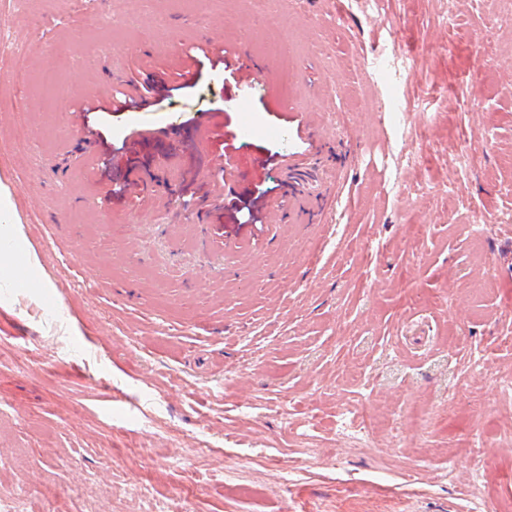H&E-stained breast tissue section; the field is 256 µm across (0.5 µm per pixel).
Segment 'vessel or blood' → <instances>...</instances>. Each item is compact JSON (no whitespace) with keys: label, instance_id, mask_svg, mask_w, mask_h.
<instances>
[{"label":"vessel or blood","instance_id":"1","mask_svg":"<svg viewBox=\"0 0 512 512\" xmlns=\"http://www.w3.org/2000/svg\"><path fill=\"white\" fill-rule=\"evenodd\" d=\"M146 104L140 92L132 91L124 97H91L85 101L84 112H138ZM84 112L70 113L73 124H80ZM220 125L215 123L210 112L197 113L194 119L190 141L201 163L208 167H221L225 164L223 156L210 152L212 141L222 138ZM280 167L285 171V183L282 193V207L273 218L279 223L313 224L324 219L325 202L332 192L342 189L344 167L324 150L280 160ZM178 167V155L170 151L159 156L155 170L129 168L122 174L129 196L145 199L151 197L157 183L171 181Z\"/></svg>","mask_w":512,"mask_h":512}]
</instances>
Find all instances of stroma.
<instances>
[{"mask_svg":"<svg viewBox=\"0 0 512 512\" xmlns=\"http://www.w3.org/2000/svg\"><path fill=\"white\" fill-rule=\"evenodd\" d=\"M206 43L250 50L253 84L201 60L143 111L88 113L89 145L57 108ZM389 50L411 70L371 69ZM202 111L240 177L185 152L154 198L99 194V157L152 166L138 131L175 144ZM321 136L354 154L325 224L236 223L238 179L281 194L257 157L310 154ZM0 203L40 260L31 288L0 268V495L23 512H499L512 495V11L498 0H0Z\"/></svg>","mask_w":512,"mask_h":512,"instance_id":"obj_1","label":"stroma"}]
</instances>
